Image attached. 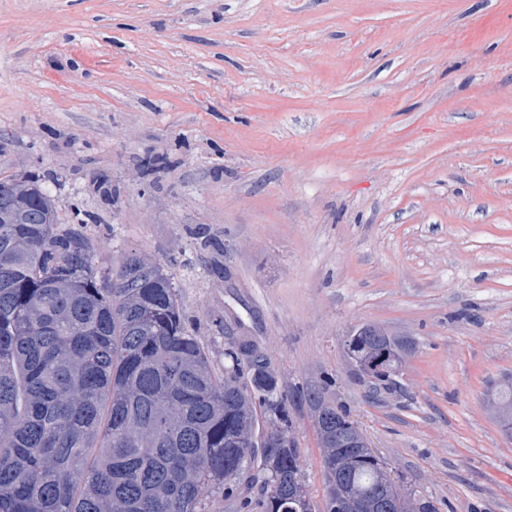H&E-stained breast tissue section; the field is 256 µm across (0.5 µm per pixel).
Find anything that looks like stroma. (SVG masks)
Here are the masks:
<instances>
[{"label": "stroma", "instance_id": "1", "mask_svg": "<svg viewBox=\"0 0 512 512\" xmlns=\"http://www.w3.org/2000/svg\"><path fill=\"white\" fill-rule=\"evenodd\" d=\"M22 173L88 214L99 265L172 270L215 371L251 341L434 512H512V0H0ZM360 323L405 344L388 385L346 353Z\"/></svg>", "mask_w": 512, "mask_h": 512}]
</instances>
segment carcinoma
Returning a JSON list of instances; mask_svg holds the SVG:
<instances>
[{
    "mask_svg": "<svg viewBox=\"0 0 512 512\" xmlns=\"http://www.w3.org/2000/svg\"><path fill=\"white\" fill-rule=\"evenodd\" d=\"M97 248L61 226L55 196L30 175L0 178V512H210L237 494L242 471L266 476L263 498L239 508L294 512L306 491L298 443L252 447L294 432L288 406L323 410L319 427L327 493L313 512L378 497L400 512L404 492L382 463L348 447L343 408L234 349L224 371L187 328L173 274L131 252L96 264ZM361 361L396 353L386 329L349 333ZM255 374L239 387L244 372ZM499 423L512 424V383L497 392Z\"/></svg>",
    "mask_w": 512,
    "mask_h": 512,
    "instance_id": "1",
    "label": "carcinoma"
}]
</instances>
